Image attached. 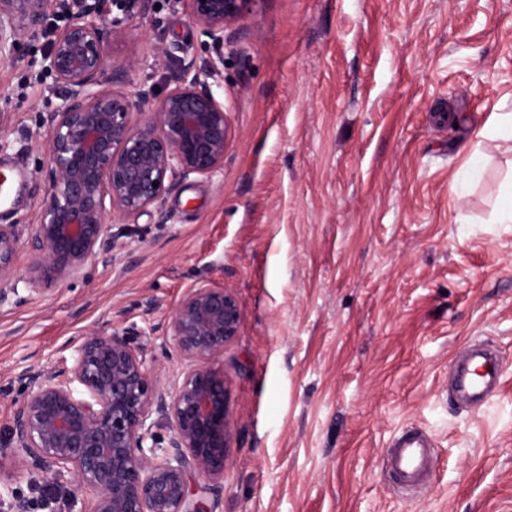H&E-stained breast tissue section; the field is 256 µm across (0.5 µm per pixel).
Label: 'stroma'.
Returning <instances> with one entry per match:
<instances>
[{"label":"stroma","mask_w":512,"mask_h":512,"mask_svg":"<svg viewBox=\"0 0 512 512\" xmlns=\"http://www.w3.org/2000/svg\"><path fill=\"white\" fill-rule=\"evenodd\" d=\"M60 3L0 58V173L23 180L0 224L39 219L46 119L64 96L43 63ZM124 19L110 63L134 87L160 94L214 53L185 0H138ZM224 58L223 170L110 224L111 260L0 308V441L25 397L15 372L72 366L111 321L141 331L171 386L186 364L168 320L209 284L240 313L221 359L232 437L213 512H512V224L489 221L507 157L477 138L512 112V0H256ZM477 146L490 162L456 194ZM471 338L504 370L475 412L448 395ZM411 427L435 443L414 492L385 462ZM0 472L33 512H87L86 494L30 484L6 458Z\"/></svg>","instance_id":"stroma-1"}]
</instances>
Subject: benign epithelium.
<instances>
[{
  "label": "benign epithelium",
  "instance_id": "1",
  "mask_svg": "<svg viewBox=\"0 0 512 512\" xmlns=\"http://www.w3.org/2000/svg\"><path fill=\"white\" fill-rule=\"evenodd\" d=\"M191 21L216 49L192 77L159 97L128 89L126 71L108 67L110 47L126 26L92 19L80 0L53 40L47 68L67 91L48 118V188L29 243L33 261L18 273L21 233L0 224V306L75 280L112 254L108 220L156 205L166 181L210 177L224 168L233 128L209 80L224 64L225 33L256 0H186ZM46 0H0V48L34 36ZM152 99L143 116L139 102ZM228 288L190 289L174 309L166 335L189 369L168 389L154 380L127 329L114 323L85 334L63 373L24 367L25 389L0 458L50 471L58 484L89 496L88 512H212L206 494L219 488L230 453L231 419L224 370L217 365L239 329ZM83 389L75 393L71 384ZM209 481L193 485L190 471ZM31 512L29 498L0 480V505Z\"/></svg>",
  "mask_w": 512,
  "mask_h": 512
}]
</instances>
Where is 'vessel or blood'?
<instances>
[{
	"mask_svg": "<svg viewBox=\"0 0 512 512\" xmlns=\"http://www.w3.org/2000/svg\"><path fill=\"white\" fill-rule=\"evenodd\" d=\"M502 363L498 353L484 342L473 340L462 346L448 365V392L458 404L478 408L496 396ZM432 444L417 431H405L393 440L388 462L407 488L421 485L433 468Z\"/></svg>",
	"mask_w": 512,
	"mask_h": 512,
	"instance_id": "1",
	"label": "vessel or blood"
}]
</instances>
